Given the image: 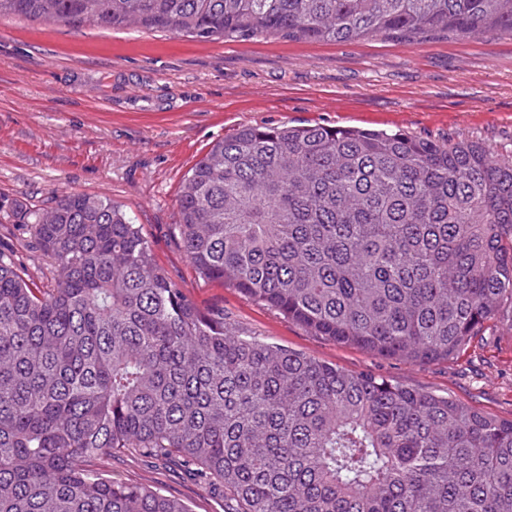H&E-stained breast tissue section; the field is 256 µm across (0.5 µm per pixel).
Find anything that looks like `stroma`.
Returning a JSON list of instances; mask_svg holds the SVG:
<instances>
[{
	"mask_svg": "<svg viewBox=\"0 0 512 512\" xmlns=\"http://www.w3.org/2000/svg\"><path fill=\"white\" fill-rule=\"evenodd\" d=\"M323 125L468 137L512 154V37L451 33L337 42L257 35L198 41L169 32L0 19V252L45 282L22 209L71 194L106 197L140 225L159 267L200 310L262 341L353 374L512 420V312L459 357L428 365L315 335L199 275L179 240L185 175L212 142L250 126ZM115 481L148 482L192 512L224 498L175 467L119 453Z\"/></svg>",
	"mask_w": 512,
	"mask_h": 512,
	"instance_id": "obj_1",
	"label": "stroma"
}]
</instances>
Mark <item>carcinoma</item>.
Instances as JSON below:
<instances>
[{
    "label": "carcinoma",
    "instance_id": "cac0c4a2",
    "mask_svg": "<svg viewBox=\"0 0 512 512\" xmlns=\"http://www.w3.org/2000/svg\"><path fill=\"white\" fill-rule=\"evenodd\" d=\"M198 39L512 36V0H0V19ZM183 248L319 336L410 364L512 302V155L470 139L252 126L178 198ZM50 284L0 253V512H190L101 463L128 451L224 512H512V420L351 374L202 311L107 198L25 213Z\"/></svg>",
    "mask_w": 512,
    "mask_h": 512
}]
</instances>
